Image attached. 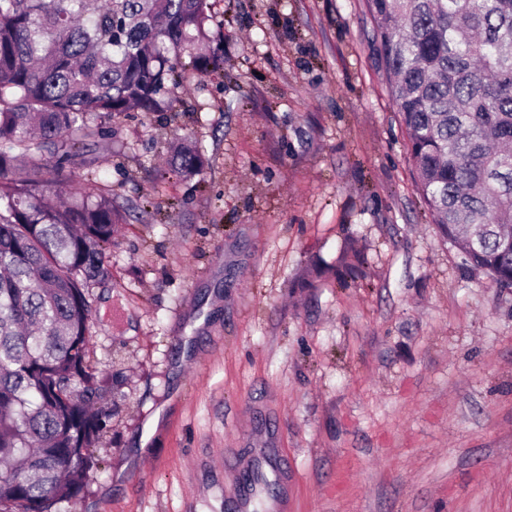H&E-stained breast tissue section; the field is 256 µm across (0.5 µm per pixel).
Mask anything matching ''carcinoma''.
Returning a JSON list of instances; mask_svg holds the SVG:
<instances>
[{
	"label": "carcinoma",
	"mask_w": 512,
	"mask_h": 512,
	"mask_svg": "<svg viewBox=\"0 0 512 512\" xmlns=\"http://www.w3.org/2000/svg\"><path fill=\"white\" fill-rule=\"evenodd\" d=\"M416 186L467 264L512 287V0H370ZM207 0H0V512L83 491L105 424L86 361L90 283L122 220L101 191L39 187L98 120L162 108L187 56L206 75ZM177 148L171 172H201Z\"/></svg>",
	"instance_id": "cac0c4a2"
}]
</instances>
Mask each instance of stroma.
Returning <instances> with one entry per match:
<instances>
[{
    "label": "stroma",
    "mask_w": 512,
    "mask_h": 512,
    "mask_svg": "<svg viewBox=\"0 0 512 512\" xmlns=\"http://www.w3.org/2000/svg\"><path fill=\"white\" fill-rule=\"evenodd\" d=\"M208 3L219 69L43 157L124 217L89 290L109 418L56 512H240L258 468L253 512H512V288L424 205L367 0ZM203 165V158L198 151L180 146L172 161L171 172L179 176L190 177L199 174Z\"/></svg>",
    "instance_id": "obj_1"
}]
</instances>
